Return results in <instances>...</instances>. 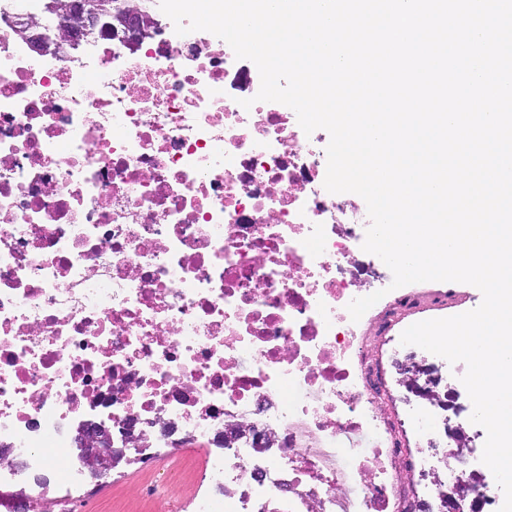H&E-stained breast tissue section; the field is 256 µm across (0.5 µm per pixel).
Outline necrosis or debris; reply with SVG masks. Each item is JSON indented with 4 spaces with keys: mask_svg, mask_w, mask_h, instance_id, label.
I'll use <instances>...</instances> for the list:
<instances>
[{
    "mask_svg": "<svg viewBox=\"0 0 512 512\" xmlns=\"http://www.w3.org/2000/svg\"><path fill=\"white\" fill-rule=\"evenodd\" d=\"M259 89L253 62L168 18L70 57L0 17V445L76 485L80 423L118 448L128 418L161 420L202 454L193 512H412L416 469L482 512L497 485L404 443L441 414L382 398L378 338L448 365L386 334L416 294L387 290L366 207L326 190L325 130Z\"/></svg>",
    "mask_w": 512,
    "mask_h": 512,
    "instance_id": "4bbe7bcc",
    "label": "necrosis or debris"
}]
</instances>
